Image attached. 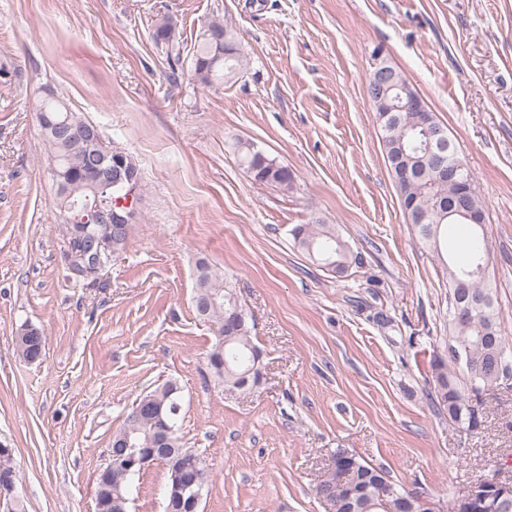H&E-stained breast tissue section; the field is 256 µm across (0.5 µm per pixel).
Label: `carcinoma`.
Masks as SVG:
<instances>
[{
  "mask_svg": "<svg viewBox=\"0 0 512 512\" xmlns=\"http://www.w3.org/2000/svg\"><path fill=\"white\" fill-rule=\"evenodd\" d=\"M173 26L163 21L154 25L152 39L156 44L170 46L173 44ZM246 58L238 43L232 26L227 22L214 20L204 30L201 40L193 53L192 67L198 80L205 85L236 82L246 73ZM39 112L55 121L66 122L73 126L89 124L80 113L72 111L66 102L52 91H47ZM421 112H398L379 122L381 144L385 154L392 152L395 143H403L406 148V161L415 170V176L407 184L395 183L399 197L404 201H412L419 209L426 211L427 219L423 224L413 225L418 236L436 251L448 275V301H453L455 290L467 289L473 303L478 306L479 314L469 321H450L451 332L448 336L447 356L437 355L431 362L433 387L428 391L432 402L448 409L449 418L462 426L472 427L468 403L471 397L482 400V396L497 390L501 381L509 371V365L495 364L492 349L486 340L494 339L501 349L512 346V340L505 336L499 326L498 314L495 311L492 286L485 276L466 279L462 274L470 271L478 254L486 251V243L474 236L470 245L469 261L464 265H450L441 251V245L448 244V220L444 219L436 208L438 200H446L455 195V187L450 183H438L435 179L432 161L420 153L422 145L427 141L425 128L422 126ZM42 135L50 150V173L60 172L72 176L66 191H56L57 205L60 213L67 217L77 215L69 211L70 204L76 199L99 198L110 204L124 196L120 186L102 185L91 182L89 171L94 159L89 151L60 137L51 130L42 131ZM242 164L254 181L275 184L288 190L293 184V173L288 166L265 156L259 158L261 150L251 143L237 145ZM130 225L121 224L118 229L109 233L101 231L93 225L90 233L77 236L68 234L66 248L68 271L75 281L92 283L97 276L88 269L81 258L91 252L97 264L103 268L111 265L114 253L122 252L127 246ZM293 237L299 247L306 250L314 262L321 267L342 277L348 273L357 257L353 256L350 246L338 235L334 225L326 224L316 217L308 224H300L293 229ZM203 270L195 278V297L206 304L207 320L218 331H229L224 346L213 342L207 355V367L218 381L228 388L236 383H248L252 388L258 385L257 374L248 373L257 358L262 356L261 349L254 343L253 325L244 316L237 322L231 321L232 310L240 306V302L231 285L224 276L202 260ZM24 344H16L23 349L22 359L27 361L30 356L43 350L45 337L43 333L24 335ZM461 368L465 375V385L459 386L455 377L448 371V364ZM130 438L144 452H149L155 445L156 429L154 420L148 413L136 418L128 414L122 425L112 435L111 447L123 443ZM168 447L181 450L185 456L193 458L187 466V475L199 473L208 479L206 467L201 456L182 444L179 432L170 435ZM356 462L355 475L362 477L372 474L384 482V485H373L368 488V497L360 506L359 512H368L370 502L382 489H389L396 495H404L406 491L394 483L388 474L377 468L357 454H352ZM350 484L337 481L332 476L321 481L317 494L341 501L350 493ZM117 489L112 487V471H99L95 497L97 512H116L113 497Z\"/></svg>",
  "mask_w": 512,
  "mask_h": 512,
  "instance_id": "carcinoma-1",
  "label": "carcinoma"
}]
</instances>
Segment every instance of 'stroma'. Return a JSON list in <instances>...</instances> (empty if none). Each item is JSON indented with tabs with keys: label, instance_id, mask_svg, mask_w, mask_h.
I'll return each instance as SVG.
<instances>
[{
	"label": "stroma",
	"instance_id": "stroma-1",
	"mask_svg": "<svg viewBox=\"0 0 512 512\" xmlns=\"http://www.w3.org/2000/svg\"><path fill=\"white\" fill-rule=\"evenodd\" d=\"M174 25L179 59L152 39ZM249 61L235 84L194 76L209 22ZM382 50L444 124L485 212L486 277L512 336V0H0V447L25 512H97L112 435L143 393L181 390L185 447L210 476L203 512H330L316 487L356 452L438 508L484 474L512 477V388L469 432L428 397L448 345V278L406 224L365 94ZM136 162L129 244L74 281L37 111L46 90ZM292 170L255 182L237 143ZM321 217L358 261L339 277L291 235ZM206 259L235 289L263 379L230 395L206 368ZM40 360L19 359L22 324ZM166 469L134 481L130 512H164Z\"/></svg>",
	"mask_w": 512,
	"mask_h": 512
}]
</instances>
